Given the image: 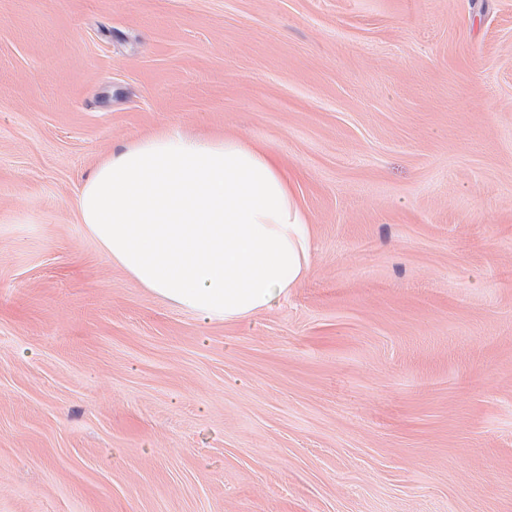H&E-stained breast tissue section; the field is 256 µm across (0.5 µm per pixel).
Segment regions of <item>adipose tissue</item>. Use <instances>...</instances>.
<instances>
[{
    "label": "adipose tissue",
    "mask_w": 512,
    "mask_h": 512,
    "mask_svg": "<svg viewBox=\"0 0 512 512\" xmlns=\"http://www.w3.org/2000/svg\"><path fill=\"white\" fill-rule=\"evenodd\" d=\"M79 222L140 287L205 323L287 298L312 269L309 218L268 149L167 127L105 155Z\"/></svg>",
    "instance_id": "adipose-tissue-1"
}]
</instances>
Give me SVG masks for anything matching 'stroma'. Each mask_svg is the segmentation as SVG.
Instances as JSON below:
<instances>
[{
	"label": "stroma",
	"mask_w": 512,
	"mask_h": 512,
	"mask_svg": "<svg viewBox=\"0 0 512 512\" xmlns=\"http://www.w3.org/2000/svg\"><path fill=\"white\" fill-rule=\"evenodd\" d=\"M168 126L312 224L204 324L79 224ZM0 512H512V0H0Z\"/></svg>",
	"instance_id": "1"
}]
</instances>
